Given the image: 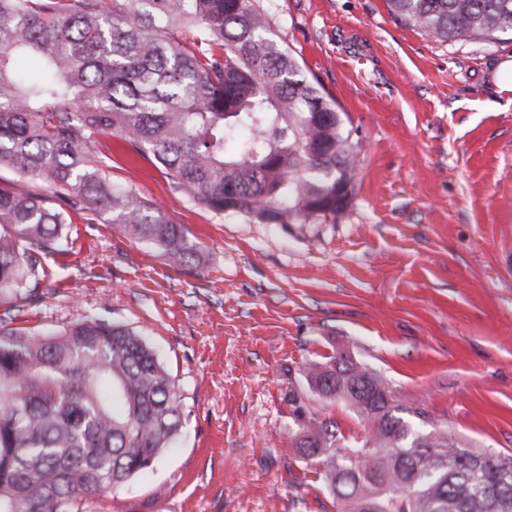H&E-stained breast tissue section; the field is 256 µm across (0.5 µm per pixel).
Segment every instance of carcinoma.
Listing matches in <instances>:
<instances>
[{
  "label": "carcinoma",
  "instance_id": "carcinoma-1",
  "mask_svg": "<svg viewBox=\"0 0 512 512\" xmlns=\"http://www.w3.org/2000/svg\"><path fill=\"white\" fill-rule=\"evenodd\" d=\"M440 42L512 36V0H386ZM37 54V80L13 67ZM117 131L148 150L173 191L259 224L336 219L354 193L343 112L275 38L259 0H0V169L48 193L0 189V300H41L69 214L103 215L176 270L205 267L181 225L112 181L96 150ZM309 388L365 424L298 414L292 450L318 464L337 512H512V456L478 451L394 399L343 353ZM181 395L134 329L84 316L48 332L0 326V512H78L154 468L181 426Z\"/></svg>",
  "mask_w": 512,
  "mask_h": 512
}]
</instances>
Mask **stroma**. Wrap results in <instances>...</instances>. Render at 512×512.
I'll return each instance as SVG.
<instances>
[{"mask_svg": "<svg viewBox=\"0 0 512 512\" xmlns=\"http://www.w3.org/2000/svg\"><path fill=\"white\" fill-rule=\"evenodd\" d=\"M271 25L347 114L359 161L349 206L307 224L219 216L173 192L150 153L99 148L114 182L158 204L205 250L171 269L119 228L75 215L39 303L10 327L103 314L137 330L182 395L152 471L82 512H336L293 453L297 413L364 436L305 369L348 351L467 447L512 453V40H430L386 0H272Z\"/></svg>", "mask_w": 512, "mask_h": 512, "instance_id": "obj_1", "label": "stroma"}]
</instances>
